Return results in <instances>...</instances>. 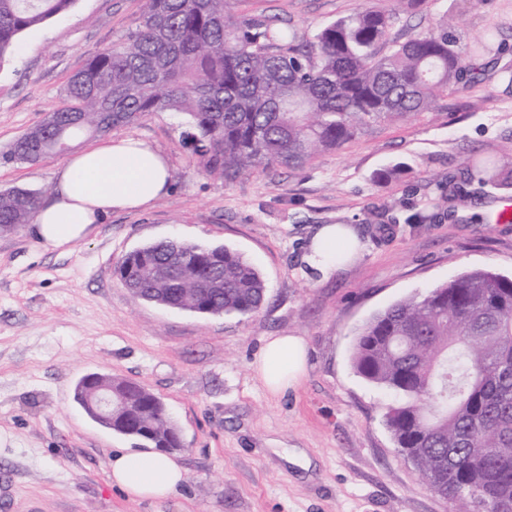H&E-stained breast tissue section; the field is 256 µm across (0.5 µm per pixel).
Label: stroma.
<instances>
[{
    "instance_id": "35a3bbf8",
    "label": "stroma",
    "mask_w": 512,
    "mask_h": 512,
    "mask_svg": "<svg viewBox=\"0 0 512 512\" xmlns=\"http://www.w3.org/2000/svg\"><path fill=\"white\" fill-rule=\"evenodd\" d=\"M363 0H233L236 11L278 19L312 40ZM399 19L402 42L447 21L462 43L484 44L482 69L432 110L378 122L296 171L199 173L180 112H154L112 129L142 139L172 167L168 194L119 211L60 249L30 231L0 234V495L10 512H451L401 456L386 425L390 392L359 376V327L391 304L474 268L512 277V223L489 210L512 186L465 199L448 182L465 164L512 159V0H378ZM140 0H77L30 29L0 66V190L49 196L63 162L4 160L12 143L62 102L70 76L125 37ZM395 169L388 180L377 173ZM425 216L422 224L414 216ZM325 224L351 225L362 248L328 276L304 256ZM177 237L239 252L267 296L248 316H207L135 300L114 275L125 253ZM300 336L307 370L274 395L253 362L271 336ZM91 372L134 381L164 402L181 429L175 459L186 482L163 500L116 489L109 463L129 438L74 401Z\"/></svg>"
}]
</instances>
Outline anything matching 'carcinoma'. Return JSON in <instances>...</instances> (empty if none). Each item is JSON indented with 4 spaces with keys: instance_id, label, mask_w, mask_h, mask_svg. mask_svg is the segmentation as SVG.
<instances>
[{
    "instance_id": "1",
    "label": "carcinoma",
    "mask_w": 512,
    "mask_h": 512,
    "mask_svg": "<svg viewBox=\"0 0 512 512\" xmlns=\"http://www.w3.org/2000/svg\"><path fill=\"white\" fill-rule=\"evenodd\" d=\"M76 0H0V61L19 36ZM137 25L87 59L68 80L63 105L3 154L35 165L153 112L187 116L190 163L228 183L245 173L298 169L381 121L433 108L469 82L480 56L448 23L380 54L395 14L373 4L324 25L314 39L271 19L238 14L230 0H141ZM512 181V162L487 166L479 183ZM41 193L0 191V233L30 223ZM125 254L114 273L132 297L196 313L249 315L266 285L227 247L167 239ZM353 366L397 396L386 425L397 448L454 512H512V278L472 269L424 296L399 300L356 335ZM85 375L75 401L92 418ZM149 409L141 432L160 448L167 409L133 386Z\"/></svg>"
}]
</instances>
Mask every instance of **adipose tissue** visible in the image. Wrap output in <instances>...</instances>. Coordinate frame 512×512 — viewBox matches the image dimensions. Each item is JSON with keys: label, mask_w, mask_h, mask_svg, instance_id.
<instances>
[{"label": "adipose tissue", "mask_w": 512, "mask_h": 512, "mask_svg": "<svg viewBox=\"0 0 512 512\" xmlns=\"http://www.w3.org/2000/svg\"><path fill=\"white\" fill-rule=\"evenodd\" d=\"M172 174L168 158L143 140L104 138L68 156L59 167L49 197L31 219L34 234L46 246L61 248L81 239L90 225L112 212L140 210L168 193ZM359 244L342 224L319 228L311 240L310 268L328 274L353 259ZM266 388L280 394L295 387L306 370V343L299 336L268 338L254 361ZM113 485L141 499L174 494L185 477L171 457L155 452L113 455Z\"/></svg>", "instance_id": "1"}]
</instances>
